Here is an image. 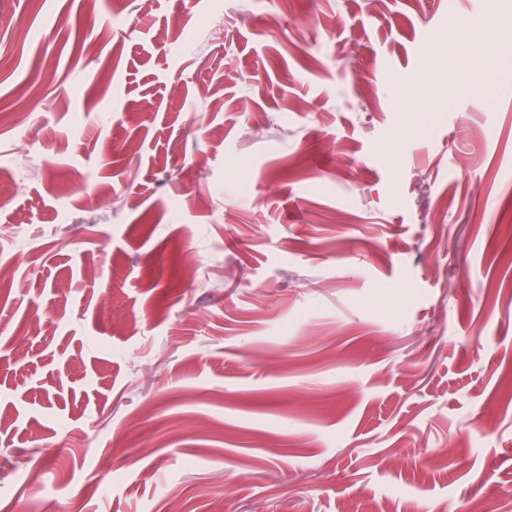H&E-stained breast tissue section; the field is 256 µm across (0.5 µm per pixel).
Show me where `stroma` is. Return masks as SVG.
I'll list each match as a JSON object with an SVG mask.
<instances>
[{
  "instance_id": "35a3bbf8",
  "label": "stroma",
  "mask_w": 512,
  "mask_h": 512,
  "mask_svg": "<svg viewBox=\"0 0 512 512\" xmlns=\"http://www.w3.org/2000/svg\"><path fill=\"white\" fill-rule=\"evenodd\" d=\"M453 15L512 31L0 0V512H512V54ZM448 27L455 34L456 46L469 45L471 36L478 31H481L482 38L486 41V44L490 45L494 43L496 32L492 27H483L476 29L471 22H464L458 18H450L448 20ZM425 82L430 84L436 95L443 100H454L461 92L460 85L452 78L444 79L440 76H435L432 71H428L425 76Z\"/></svg>"
}]
</instances>
